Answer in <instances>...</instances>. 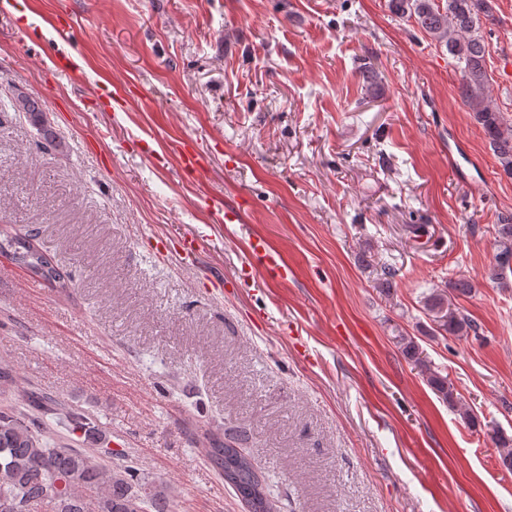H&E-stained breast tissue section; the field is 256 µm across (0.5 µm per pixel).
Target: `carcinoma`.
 <instances>
[{"mask_svg": "<svg viewBox=\"0 0 512 512\" xmlns=\"http://www.w3.org/2000/svg\"><path fill=\"white\" fill-rule=\"evenodd\" d=\"M391 12L412 18L439 45L448 50L459 69V96L474 114L493 147L503 172L512 176V127L505 125L497 106L486 93L487 49L479 34L482 20L493 17L492 0H388ZM13 107L39 125L46 144L60 146L44 110L30 97L14 96ZM495 275L512 273V224H498ZM0 252L26 266L34 275L58 288L68 287L51 257L35 244V234L3 231ZM426 307L438 329L459 334L471 328L468 317L448 301L432 293ZM407 358L417 362L427 382L449 406H456L454 388L441 370L419 358V347L409 336L396 337ZM23 411L14 406L0 410V512H169L165 486L148 480L121 448H60L50 427L62 418L70 432L89 440L102 439V427L81 412L61 414L58 402L38 392L26 396ZM502 465L512 471V438L499 434ZM246 438L233 442L212 439L204 452L210 465L224 475L248 512H275L276 503L266 481L246 452Z\"/></svg>", "mask_w": 512, "mask_h": 512, "instance_id": "obj_1", "label": "carcinoma"}]
</instances>
